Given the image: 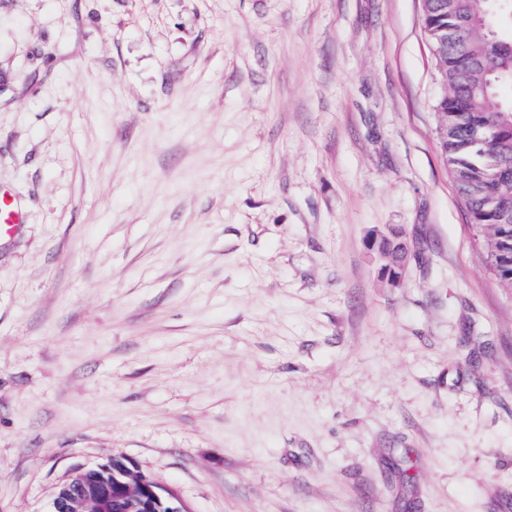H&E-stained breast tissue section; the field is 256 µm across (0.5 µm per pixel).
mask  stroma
Segmentation results:
<instances>
[{
	"label": "stroma",
	"instance_id": "obj_1",
	"mask_svg": "<svg viewBox=\"0 0 512 512\" xmlns=\"http://www.w3.org/2000/svg\"><path fill=\"white\" fill-rule=\"evenodd\" d=\"M423 16L0 0V512L112 458L187 512H512V288ZM403 245V250L397 248V244ZM379 252L385 259L381 267L388 282L399 284L404 275L406 260L409 255L408 240L402 231H393L390 236L383 237L378 245Z\"/></svg>",
	"mask_w": 512,
	"mask_h": 512
}]
</instances>
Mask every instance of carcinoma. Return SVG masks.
I'll return each mask as SVG.
<instances>
[{
    "label": "carcinoma",
    "instance_id": "1",
    "mask_svg": "<svg viewBox=\"0 0 512 512\" xmlns=\"http://www.w3.org/2000/svg\"><path fill=\"white\" fill-rule=\"evenodd\" d=\"M460 18L431 7L424 27L434 45L448 39L440 56L439 78L448 92L439 103L442 116L441 152L464 200L479 240L486 243V267L498 281L512 285V157L496 164L492 152L512 149V101L490 108L502 83L512 84V35L489 36L474 31L467 41L457 39L462 22L496 25L503 16L512 21V0H459Z\"/></svg>",
    "mask_w": 512,
    "mask_h": 512
}]
</instances>
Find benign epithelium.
Wrapping results in <instances>:
<instances>
[{
  "instance_id": "obj_1",
  "label": "benign epithelium",
  "mask_w": 512,
  "mask_h": 512,
  "mask_svg": "<svg viewBox=\"0 0 512 512\" xmlns=\"http://www.w3.org/2000/svg\"><path fill=\"white\" fill-rule=\"evenodd\" d=\"M378 249L385 259L382 266L385 278L393 285L400 283L409 255L404 233L393 231L381 239ZM115 500L123 501L131 509L146 506L148 512H186L172 492L125 465L120 477H115L110 460L68 475L51 503V512H112Z\"/></svg>"
}]
</instances>
